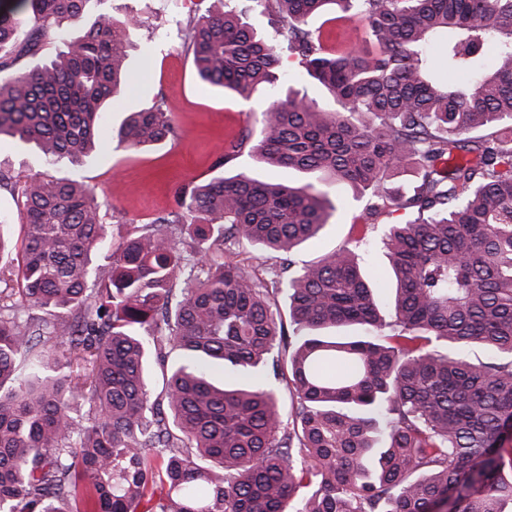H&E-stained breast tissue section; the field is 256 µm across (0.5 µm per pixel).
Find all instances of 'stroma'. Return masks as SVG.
I'll return each mask as SVG.
<instances>
[{
    "mask_svg": "<svg viewBox=\"0 0 512 512\" xmlns=\"http://www.w3.org/2000/svg\"><path fill=\"white\" fill-rule=\"evenodd\" d=\"M100 9L118 19L134 15L146 22L131 35L126 61L128 88L109 102L102 123L106 152L77 171L103 205L107 233H115L122 224H150L174 211L175 186L213 176L214 163L230 140L242 136L258 139L265 110L285 91L298 93L325 111L337 109L325 89L305 76L294 57L287 54L282 57L277 81L259 86L250 100L203 85L178 33L189 16L202 11L199 0H104ZM307 26L319 31L328 44L358 47L365 43V26L357 17L341 20L330 11L310 18ZM158 100L174 121L176 137L136 151L117 148L114 137L124 116ZM0 170L23 178L74 172L66 163L45 165L33 149L9 141L0 143ZM329 198L334 211L320 233L295 251V266L345 246L361 255L367 269L387 268L381 236L386 225L401 222L402 211L391 206L368 216L365 199L355 198L353 190L346 187L331 189Z\"/></svg>",
    "mask_w": 512,
    "mask_h": 512,
    "instance_id": "1",
    "label": "stroma"
}]
</instances>
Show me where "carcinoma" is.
<instances>
[{
	"mask_svg": "<svg viewBox=\"0 0 512 512\" xmlns=\"http://www.w3.org/2000/svg\"><path fill=\"white\" fill-rule=\"evenodd\" d=\"M89 2L0 0V70L34 51L24 25L56 43L0 79V142L75 170L103 152L143 25ZM329 5L365 22L364 46L305 28ZM257 10L339 109L289 92L214 168L246 153L305 182L183 184L177 211L110 241L81 178L21 183V238L0 234V282L16 283L0 291V512H433L450 498L512 512V0H209L182 44L203 83L244 100L280 64L246 21ZM174 134L159 100L126 116L116 148ZM408 169L413 194H389L383 176ZM332 185L371 191L370 214L408 212L383 232L384 280L347 247L267 282L224 258L243 241L293 254L328 223ZM348 326L364 335H337ZM475 344L494 358H471Z\"/></svg>",
	"mask_w": 512,
	"mask_h": 512,
	"instance_id": "obj_1",
	"label": "carcinoma"
}]
</instances>
